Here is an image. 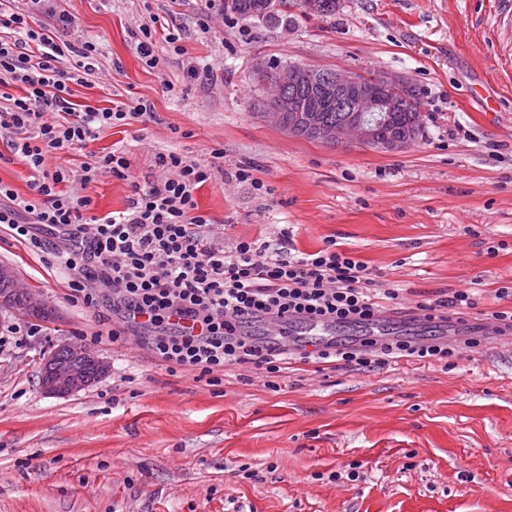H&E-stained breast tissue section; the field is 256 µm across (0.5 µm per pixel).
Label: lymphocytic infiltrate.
<instances>
[{"label":"lymphocytic infiltrate","instance_id":"1","mask_svg":"<svg viewBox=\"0 0 512 512\" xmlns=\"http://www.w3.org/2000/svg\"><path fill=\"white\" fill-rule=\"evenodd\" d=\"M48 10L46 0H27L22 8L0 4V90L22 89L0 109V130L13 134L12 155L32 173L26 197L0 183V224L47 252L48 267L68 272L72 303L98 305L96 284L111 286L126 328L147 331L151 351L169 372H194L212 386L221 384L227 367L257 369L271 388L296 361L370 370L407 358L425 363L453 356L448 343L425 338L368 336L308 351L254 335L253 324L263 318L360 323L399 294L335 243L295 250L288 226L265 240H238L229 250L214 244L213 221L199 213L194 196L211 181L209 166L158 155L162 178L145 188L133 185L125 210L100 218L91 215L89 197L60 191L74 178L51 167L55 151L83 146L96 130L147 116L150 108L133 101L76 109L74 89L97 73L100 46L92 38L58 41L74 20L61 12L54 26L36 24V15ZM66 57L71 66H63ZM42 226L63 232L66 245L47 250Z\"/></svg>","mask_w":512,"mask_h":512}]
</instances>
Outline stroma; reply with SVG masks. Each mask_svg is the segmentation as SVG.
Wrapping results in <instances>:
<instances>
[{
    "instance_id": "35a3bbf8",
    "label": "stroma",
    "mask_w": 512,
    "mask_h": 512,
    "mask_svg": "<svg viewBox=\"0 0 512 512\" xmlns=\"http://www.w3.org/2000/svg\"><path fill=\"white\" fill-rule=\"evenodd\" d=\"M55 6L76 22L61 39L102 47L103 74L74 103L140 99L153 115L96 130L52 166L77 174L121 149L146 186L162 175L156 154L212 162L195 198L225 247L290 224L295 249L333 240L366 263L397 288V309L459 290L475 295L472 320L512 305L497 297L512 284V13L499 0H340L330 16L294 6L270 21L240 19L224 0ZM143 25L153 68L137 51ZM260 63L407 77L424 131L399 152L290 136L259 114ZM84 193L100 217L124 210L131 188L101 173ZM0 263L54 312L0 351V512H512L511 349L485 339L445 363L310 364L276 391L229 367L209 386L168 373L142 341L107 338L119 322L111 289L98 306L72 304L65 279L5 230ZM98 330L106 375L68 397L43 393L44 356ZM356 463L362 479L330 481ZM242 466L252 478L236 476Z\"/></svg>"
}]
</instances>
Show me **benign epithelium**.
Wrapping results in <instances>:
<instances>
[{"instance_id": "7a95c632", "label": "benign epithelium", "mask_w": 512, "mask_h": 512, "mask_svg": "<svg viewBox=\"0 0 512 512\" xmlns=\"http://www.w3.org/2000/svg\"><path fill=\"white\" fill-rule=\"evenodd\" d=\"M297 6L307 15L322 16L327 13L328 2L297 0ZM277 7V0H256L249 7V16L267 21L275 18ZM308 74L307 67L297 64L276 68L257 67L259 81L265 90L260 115L267 124L291 136L310 138L333 146L355 142L389 152H399L421 136L422 115L416 111V97L405 77L387 72L361 76L348 69L329 72L323 79L324 97L336 105V111L345 113L341 123L329 125L321 118V106L303 108L294 95L285 92L288 86L303 82ZM400 110L416 113L412 125L404 130H391L386 137H380L378 129L388 123L389 113ZM0 309L27 312L45 311L47 307L31 292L27 293L26 301L18 305L12 300V292L5 291L0 293ZM61 349L69 353L70 360H61L56 349L43 359L42 390L46 394L66 397L91 386L95 379L78 366L80 362L97 365L101 376L106 373V364L85 344L69 342Z\"/></svg>"}]
</instances>
